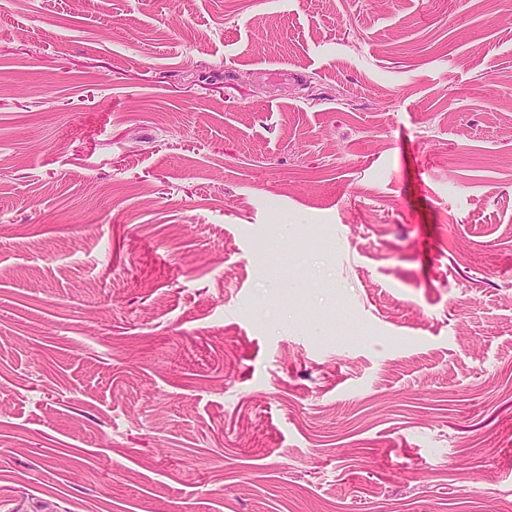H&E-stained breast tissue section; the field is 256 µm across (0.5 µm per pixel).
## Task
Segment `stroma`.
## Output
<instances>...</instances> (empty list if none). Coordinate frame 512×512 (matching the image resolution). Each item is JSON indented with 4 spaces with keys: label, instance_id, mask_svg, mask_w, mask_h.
Masks as SVG:
<instances>
[{
    "label": "stroma",
    "instance_id": "stroma-1",
    "mask_svg": "<svg viewBox=\"0 0 512 512\" xmlns=\"http://www.w3.org/2000/svg\"><path fill=\"white\" fill-rule=\"evenodd\" d=\"M512 504V0H0V512Z\"/></svg>",
    "mask_w": 512,
    "mask_h": 512
}]
</instances>
